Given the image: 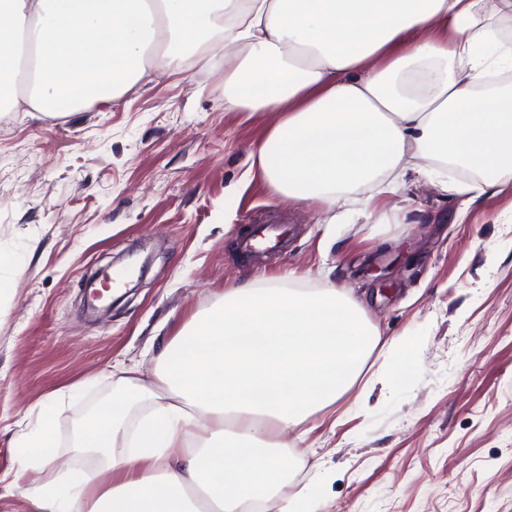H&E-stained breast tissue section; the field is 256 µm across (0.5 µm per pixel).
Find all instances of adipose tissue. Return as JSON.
<instances>
[{
    "mask_svg": "<svg viewBox=\"0 0 512 512\" xmlns=\"http://www.w3.org/2000/svg\"><path fill=\"white\" fill-rule=\"evenodd\" d=\"M223 31L224 104L273 112L254 164L287 200L344 220L360 188L386 192L432 161L477 169L496 193L512 175V0H0V112L63 116L118 101L162 49ZM380 340L346 290L245 283L225 290L165 347L155 379L136 369L85 424L78 445L106 455L111 478L45 480L36 512H318L283 496L300 449L286 436L330 409ZM153 413L128 431L124 410ZM20 442V472L54 460L48 430Z\"/></svg>",
    "mask_w": 512,
    "mask_h": 512,
    "instance_id": "1",
    "label": "adipose tissue"
}]
</instances>
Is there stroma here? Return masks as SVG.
Masks as SVG:
<instances>
[{"label": "stroma", "instance_id": "35a3bbf8", "mask_svg": "<svg viewBox=\"0 0 512 512\" xmlns=\"http://www.w3.org/2000/svg\"><path fill=\"white\" fill-rule=\"evenodd\" d=\"M273 121L225 109L219 58L149 73L114 104L0 114V477L46 401L57 465H77L84 405L117 367L152 380L163 346L225 289L330 282L365 299L381 345L335 411L289 432L304 455L288 495L321 471L319 512H512V177L459 224V198L413 176L357 190L331 224L251 171ZM259 224L285 225L287 248L243 255ZM124 261L143 277L109 312L89 308L87 280ZM410 336L412 373L375 383L386 344Z\"/></svg>", "mask_w": 512, "mask_h": 512}]
</instances>
